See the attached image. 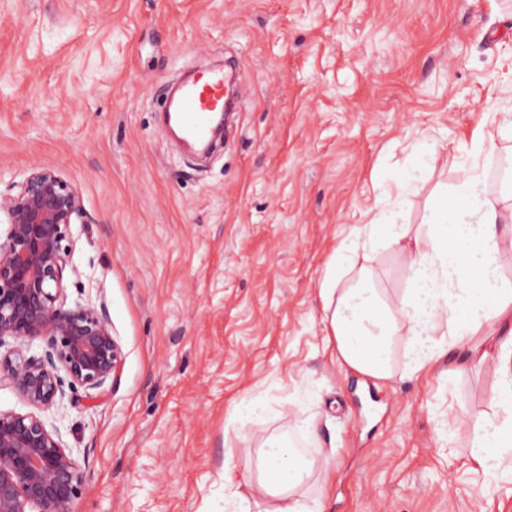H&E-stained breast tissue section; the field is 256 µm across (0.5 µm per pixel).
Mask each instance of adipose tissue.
<instances>
[{"mask_svg": "<svg viewBox=\"0 0 512 512\" xmlns=\"http://www.w3.org/2000/svg\"><path fill=\"white\" fill-rule=\"evenodd\" d=\"M485 172L464 169L454 198L439 196L428 223L361 224L328 258L320 283L321 323L338 363L374 384L419 374L447 357L449 374L496 364L490 407L472 417L468 461L495 481L511 472L512 200L487 195ZM391 250L410 270L402 292L381 288L377 259ZM304 436L313 454L301 452ZM335 448L322 447L310 414L261 437L249 496L224 491L229 512H323Z\"/></svg>", "mask_w": 512, "mask_h": 512, "instance_id": "1", "label": "adipose tissue"}]
</instances>
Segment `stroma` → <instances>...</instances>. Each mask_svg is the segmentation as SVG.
<instances>
[{
  "label": "stroma",
  "mask_w": 512,
  "mask_h": 512,
  "mask_svg": "<svg viewBox=\"0 0 512 512\" xmlns=\"http://www.w3.org/2000/svg\"><path fill=\"white\" fill-rule=\"evenodd\" d=\"M229 56L243 105L190 162L159 104ZM508 146L512 0H0V192L37 167L79 188L65 292L105 302L122 354L112 387L43 414L84 474L73 512H224L257 440L316 412L324 512H512V481L467 462L494 364L440 359L359 420L319 294L355 225L426 222L474 164L498 193Z\"/></svg>",
  "instance_id": "stroma-1"
}]
</instances>
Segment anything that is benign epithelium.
<instances>
[{"mask_svg":"<svg viewBox=\"0 0 512 512\" xmlns=\"http://www.w3.org/2000/svg\"><path fill=\"white\" fill-rule=\"evenodd\" d=\"M7 218L0 240V385L33 411L0 412V512H73L83 474L41 411L75 390L114 380L121 353L104 303L67 305L66 241L82 218L76 187L49 170H34L16 193L0 194ZM40 351L30 352L34 343Z\"/></svg>","mask_w":512,"mask_h":512,"instance_id":"7a95c632","label":"benign epithelium"}]
</instances>
